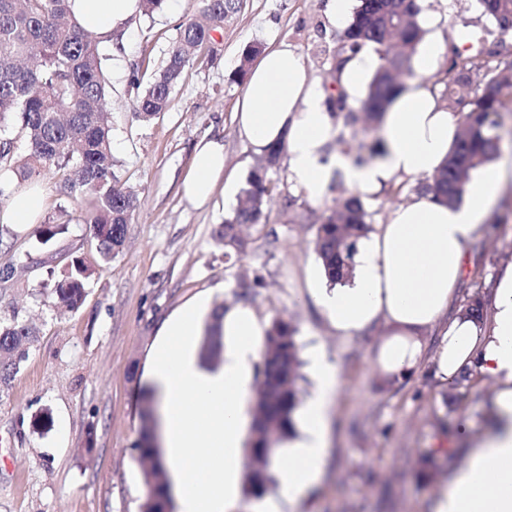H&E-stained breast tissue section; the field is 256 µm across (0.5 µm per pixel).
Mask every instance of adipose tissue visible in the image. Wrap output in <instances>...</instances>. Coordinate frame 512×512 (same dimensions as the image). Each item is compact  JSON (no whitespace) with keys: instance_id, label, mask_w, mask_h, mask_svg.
I'll use <instances>...</instances> for the list:
<instances>
[{"instance_id":"obj_1","label":"adipose tissue","mask_w":512,"mask_h":512,"mask_svg":"<svg viewBox=\"0 0 512 512\" xmlns=\"http://www.w3.org/2000/svg\"><path fill=\"white\" fill-rule=\"evenodd\" d=\"M69 2L77 24L107 42L139 12V0ZM442 54L437 40L422 44L414 58L420 76L406 81L384 113L382 141L368 161L329 153L334 126L328 94L285 44L266 48L252 65L234 112L238 133L257 154L286 147L290 178L312 199L322 198L337 174L361 194L380 192L403 178L432 177L459 131L458 114L448 111L426 81ZM378 65L372 49H360L337 73L338 91L351 103L363 99ZM223 179V139L202 138L182 181L185 199L197 208L210 205ZM500 180L499 165L490 163L466 183L456 203L412 194L391 207L386 223L357 241L347 280L334 284L314 270L307 276L308 294L338 339L380 330L371 357L380 379L399 381L416 370L434 333L436 379L447 384L468 369L493 384L499 429L443 486L434 512H512V264L488 294L482 320L466 317L456 305L464 246L486 235L484 219ZM41 211L42 191L32 185L13 192L0 222L32 224ZM210 312V298L201 297L165 319L145 369L159 402L160 444L171 465L179 512H231L238 503L252 376L269 332L252 308L227 310L222 365L206 368L196 338ZM306 358L313 393L271 454L283 497L294 508L320 480L339 388V368L320 348L308 349Z\"/></svg>"}]
</instances>
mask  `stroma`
Wrapping results in <instances>:
<instances>
[{
	"label": "stroma",
	"instance_id": "1",
	"mask_svg": "<svg viewBox=\"0 0 512 512\" xmlns=\"http://www.w3.org/2000/svg\"><path fill=\"white\" fill-rule=\"evenodd\" d=\"M203 6V0H165L162 10L131 19L117 45L104 48L115 172L137 196L112 262L101 260L92 228L82 221L90 198L67 190L71 170L51 167L36 177L43 194L39 223L19 229L0 223V239L8 243L0 266L17 267L11 281L0 282V316H18L37 330L26 360L0 392V452L7 458L0 465V512H140L148 493L137 449L146 356L162 322L210 289L215 307L243 303L267 321L291 323L300 349L321 346L340 368L332 444L305 512H432L443 483L494 424L493 386L479 382L451 407L431 357L409 378L384 385L369 366L378 331L337 339L306 289L307 271L319 262L315 224L333 207L334 190L309 199L280 164L269 174L273 199L261 224L249 229L246 249L225 247L218 233L259 161L233 121L245 85L238 75L243 50L287 43L330 90L335 74L327 50L342 29L327 22L324 0H241L210 48L185 69L167 110L142 120L131 70H160L179 26L201 19ZM424 14L427 34L445 46L444 61L456 55L454 32L463 27L473 31L474 48L512 60V34L482 16L478 0H425ZM206 135L223 137L225 172L235 182L217 195L216 207L196 209L179 187ZM499 160L506 177L486 218L493 233L466 246L464 297L474 282L493 280L512 263V136L504 137ZM45 223H65L69 231L42 245ZM75 257L93 276L83 307L71 313L42 289L50 270ZM44 410L53 425L38 433L32 420Z\"/></svg>",
	"mask_w": 512,
	"mask_h": 512
}]
</instances>
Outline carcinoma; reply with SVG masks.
<instances>
[{"label":"carcinoma","mask_w":512,"mask_h":512,"mask_svg":"<svg viewBox=\"0 0 512 512\" xmlns=\"http://www.w3.org/2000/svg\"><path fill=\"white\" fill-rule=\"evenodd\" d=\"M482 15L498 28L512 19V0H479ZM239 0H204L207 23L187 22L168 53L165 66L149 81L137 98L136 109L150 121L167 109L173 87L195 54L211 43L212 32L236 12ZM421 0H359L352 21L336 40L332 50L333 70H338L348 52L371 45L379 59L362 109L354 112L338 95L331 98L345 123L372 125L381 120L391 99L403 83L399 78L416 77L413 59L425 36L420 24ZM103 40L79 27L69 17L68 0H0V125L20 114L22 128L31 146L28 163L17 170L30 178L40 168L73 169L68 182L70 194L93 197L85 223L93 225L97 249L104 261L116 257L123 245L127 223L137 203L136 195L118 185L112 156V127L106 104L103 74ZM445 106L460 114L456 145L444 166L420 183L417 191L450 203L462 193L472 171L499 151L502 114L506 111L504 90L512 87V62L491 65L489 57L459 54L448 68L432 76ZM14 141L0 137V170L13 169ZM283 148L266 153L268 164L255 168L248 177L244 199L219 230L224 246L237 251L246 248L239 235L243 224L258 225L271 195L269 171L278 167ZM371 230L367 212L355 193H343L322 222L316 225L315 249L331 281L349 274L353 239ZM69 232L66 224H46L40 243L46 244ZM91 272L75 259L67 268L51 273L46 283L50 296L73 311L88 295ZM214 313L202 342V356L208 363L220 359L223 343L221 321ZM36 336L35 330L17 318L0 320V385L8 384L27 358L23 343ZM302 361L295 329L274 321L263 353L262 374L266 377L258 392L255 417L260 421L258 442L272 433L286 435L291 415L298 404V381ZM149 465L143 479L166 481L165 472L154 458V449L140 445ZM268 459L255 454L248 480L265 488L272 481Z\"/></svg>","instance_id":"carcinoma-1"}]
</instances>
